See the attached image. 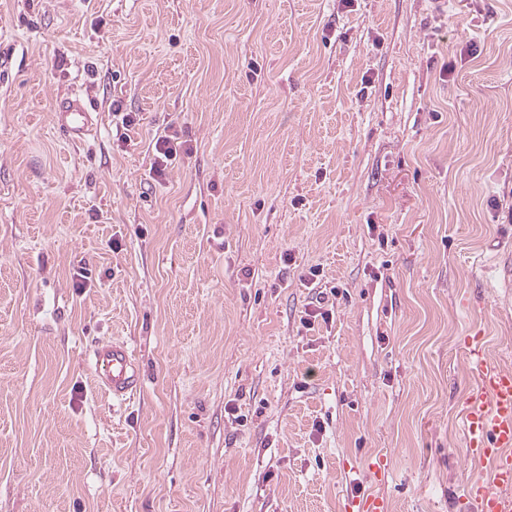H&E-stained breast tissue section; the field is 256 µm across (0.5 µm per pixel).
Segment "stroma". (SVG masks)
<instances>
[{
    "label": "stroma",
    "instance_id": "35a3bbf8",
    "mask_svg": "<svg viewBox=\"0 0 512 512\" xmlns=\"http://www.w3.org/2000/svg\"><path fill=\"white\" fill-rule=\"evenodd\" d=\"M479 332L512 369V0H0V512H471ZM90 107V102L80 95L61 98L54 110V126L70 142L84 140L93 124L94 112ZM179 139L177 131H173L172 134L162 136L155 142V159L151 170L157 178L162 179L166 176L168 167L177 156V148L182 147ZM95 376L112 398L126 400L141 386V375L133 351L119 341L98 343L92 351Z\"/></svg>",
    "mask_w": 512,
    "mask_h": 512
}]
</instances>
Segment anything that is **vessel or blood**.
<instances>
[{"instance_id":"1","label":"vessel or blood","mask_w":512,"mask_h":512,"mask_svg":"<svg viewBox=\"0 0 512 512\" xmlns=\"http://www.w3.org/2000/svg\"><path fill=\"white\" fill-rule=\"evenodd\" d=\"M90 107L80 95L61 98L53 123L67 140L82 141L93 124ZM463 348L476 375L466 414L467 452L492 467L490 485L469 486L465 497L476 512H512V370L489 361L482 337H465ZM92 363L101 388L115 399H127L141 386L135 355L125 343L95 345Z\"/></svg>"}]
</instances>
